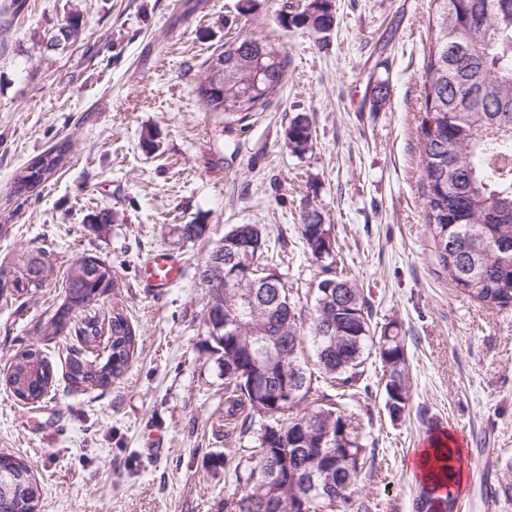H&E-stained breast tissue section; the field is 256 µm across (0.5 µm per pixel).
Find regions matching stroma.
Segmentation results:
<instances>
[{
    "label": "stroma",
    "mask_w": 512,
    "mask_h": 512,
    "mask_svg": "<svg viewBox=\"0 0 512 512\" xmlns=\"http://www.w3.org/2000/svg\"><path fill=\"white\" fill-rule=\"evenodd\" d=\"M303 2L250 0L245 12L239 0H24L19 10L0 0V266L24 253L55 269L37 292L0 299V370L38 343L37 325L63 302L67 267L88 253L119 283L97 315L123 307L138 340L128 371L103 391L62 379L53 400L33 407L0 382V453L30 467L40 512H224L238 490V444L224 434V365L207 335L198 267L232 225H259L311 317L324 272L299 231L308 203L330 224L373 326L405 338V419L390 420L374 369L368 389L345 401L374 452L352 488L355 506L412 512L419 483L409 462L451 432L464 448L461 512H512L489 492L512 456V310L458 293L423 224L430 0H334L336 25L319 37L278 22L283 4ZM74 14L77 40L52 42ZM239 34L288 56L281 89L245 126L205 111L195 92L206 62ZM382 80L389 95L375 107L369 91ZM299 113L316 137L303 156L285 139ZM63 139L71 162L15 195L16 171ZM189 222L206 225L201 239L181 238ZM157 250L183 262L158 295L142 282Z\"/></svg>",
    "instance_id": "obj_1"
}]
</instances>
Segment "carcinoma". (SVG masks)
<instances>
[{
    "label": "carcinoma",
    "instance_id": "cac0c4a2",
    "mask_svg": "<svg viewBox=\"0 0 512 512\" xmlns=\"http://www.w3.org/2000/svg\"><path fill=\"white\" fill-rule=\"evenodd\" d=\"M429 50L423 82L421 111L435 130L423 127L419 168L423 185V224L432 241L436 265L450 276L463 295L500 309L512 306V0H431ZM284 26L325 34L335 24L332 0H306L301 10L280 11ZM224 78L207 88L204 74L196 94L208 112H224L243 122L263 109L284 81L288 57L258 38L236 37L224 43ZM289 151L304 155L313 149L314 132L307 115L297 114L286 134ZM71 151L67 140L33 158L13 178V192L22 195L50 179L66 163ZM308 252L318 261L332 256L335 237L322 213L305 205L299 224ZM256 239L257 267L266 268V239L255 224H237L225 235ZM231 256L228 246L212 250L200 267V281L211 265ZM21 276L0 270V296H15L45 286L50 268L38 257H23ZM118 287L112 265L94 254L74 260L67 269L64 301L37 333L50 342L61 336L71 317L82 315L75 333L85 345L107 334L108 354L99 365L81 353H71L66 378L84 388H109L122 376L134 356L136 331L124 310L112 309L102 329L91 307L105 292ZM309 333L316 345L323 379L336 394L313 386L302 360L304 330L297 319L288 289L280 286L282 300L273 303L269 288H253L242 277L224 294L209 296L205 324L215 349L224 360V417L239 436L258 426L257 445L241 448L251 464L237 473L241 493L224 501L226 512H303L296 504L295 488L307 482L317 504L330 501L329 512H349L351 486L373 459L354 418L345 413L342 399L364 376L370 356L382 366L385 408L393 420L405 417L410 401L404 339L396 333L373 336L372 310L364 290L348 274L322 279ZM255 293L249 307L236 297ZM239 319V331L224 325L229 316ZM288 341L286 357L271 370L267 396L278 398L283 385L297 389L296 400L260 409L250 377L265 349V339ZM54 369L46 355L34 348L15 354L4 375L6 386L19 400L39 405L53 383ZM284 425V446H266L271 427ZM448 453L436 459L431 484H420L415 512H460L454 488L456 475ZM8 488L0 492V512H38L40 491L28 466L19 458L0 459ZM282 473L287 486L271 495L267 479ZM495 495L512 500V458L500 468Z\"/></svg>",
    "mask_w": 512,
    "mask_h": 512
}]
</instances>
